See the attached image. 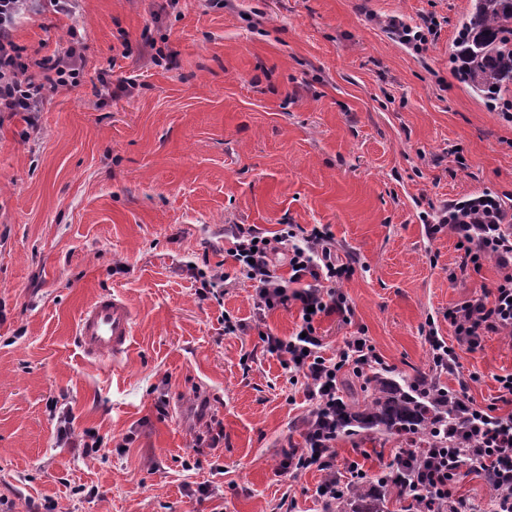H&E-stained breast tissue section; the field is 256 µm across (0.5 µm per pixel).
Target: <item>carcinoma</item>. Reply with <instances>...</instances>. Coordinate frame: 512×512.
Returning a JSON list of instances; mask_svg holds the SVG:
<instances>
[{
    "label": "carcinoma",
    "instance_id": "carcinoma-1",
    "mask_svg": "<svg viewBox=\"0 0 512 512\" xmlns=\"http://www.w3.org/2000/svg\"><path fill=\"white\" fill-rule=\"evenodd\" d=\"M450 59L457 81L491 110L512 108V0H470L455 36ZM358 390L336 396V419L331 433L336 439L396 438L420 441L424 448H452L448 430L464 429L455 394L438 374L421 371L411 376L370 364L356 374ZM398 473H387L386 493L374 496L361 488L359 507L339 497L326 505L329 512H390L389 493L397 490Z\"/></svg>",
    "mask_w": 512,
    "mask_h": 512
}]
</instances>
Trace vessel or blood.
<instances>
[{
  "label": "vessel or blood",
  "mask_w": 512,
  "mask_h": 512,
  "mask_svg": "<svg viewBox=\"0 0 512 512\" xmlns=\"http://www.w3.org/2000/svg\"><path fill=\"white\" fill-rule=\"evenodd\" d=\"M133 312L122 297L102 293L80 313L76 326L78 343L93 359L112 357L120 360L127 352L133 335Z\"/></svg>",
  "instance_id": "1"
}]
</instances>
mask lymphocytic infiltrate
Listing matches in <instances>:
<instances>
[{"label":"lymphocytic infiltrate","instance_id":"obj_1","mask_svg":"<svg viewBox=\"0 0 512 512\" xmlns=\"http://www.w3.org/2000/svg\"><path fill=\"white\" fill-rule=\"evenodd\" d=\"M54 12L75 13L78 0H0V112H37L44 102L61 91L78 87L83 79L78 48L36 59L38 75H30L22 61V49L13 39L19 19L36 12L38 4ZM449 229L462 245L460 271L479 270L485 258H494L503 272L497 287L482 292L448 310L456 345L476 350L486 333L512 335V225L505 223L498 199L482 195L457 203L447 220ZM229 254L235 266L227 275L194 268L201 299H223L228 282L246 284L252 290L257 316L296 301L301 321L295 332L283 338L266 334L267 352L282 358L293 376L302 378L312 403V420L330 416L336 404V382L346 366L357 368L380 362L369 339L348 340L336 357L322 356L319 323L331 313L346 314L350 308L339 289L353 268L336 259V240L322 224L295 231L285 226L268 236L251 224H235L229 230ZM288 272H281V265ZM472 425L459 438L456 448L420 451L408 448L396 464L410 469L413 479L402 491L419 498L421 512H458L450 487L464 474V466L488 472L497 491L492 512H512V417L500 415L495 405L469 407ZM335 443L332 438L312 434L304 447L292 448L279 463L281 473L295 475L316 469L325 472V501L335 500L341 488L336 480Z\"/></svg>","mask_w":512,"mask_h":512}]
</instances>
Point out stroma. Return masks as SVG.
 Returning <instances> with one entry per match:
<instances>
[{"label":"stroma","instance_id":"1","mask_svg":"<svg viewBox=\"0 0 512 512\" xmlns=\"http://www.w3.org/2000/svg\"><path fill=\"white\" fill-rule=\"evenodd\" d=\"M468 0H80L21 19L14 40L50 56L82 36L83 82L38 112L0 114V497L15 512H323L324 473L277 466L303 447L311 403L255 329L252 290L202 300L191 264L232 272L225 226L328 225L352 275L349 315L322 317L323 354L368 337L389 368L429 370V326L490 290L495 261L460 273L447 204L512 203V119L453 76ZM434 19L436 32L425 22ZM422 32L405 44L392 23ZM171 53L150 60L149 43ZM131 93L98 96L100 73ZM458 158L448 155L449 146ZM126 299L130 349L89 359L75 335L98 293ZM232 315L243 332H224ZM449 391L495 403L512 338L458 348ZM93 456L56 441L52 403ZM402 442L336 443V476L387 469ZM490 512L484 475L453 489Z\"/></svg>","mask_w":512,"mask_h":512}]
</instances>
